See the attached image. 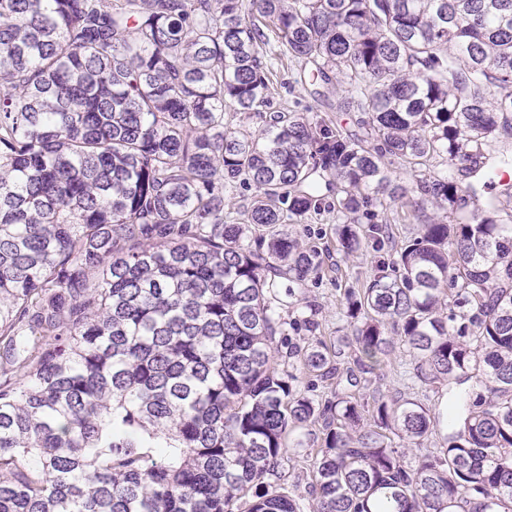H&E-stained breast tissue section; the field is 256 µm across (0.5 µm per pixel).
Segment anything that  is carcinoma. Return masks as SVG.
I'll use <instances>...</instances> for the list:
<instances>
[{"label":"carcinoma","mask_w":512,"mask_h":512,"mask_svg":"<svg viewBox=\"0 0 512 512\" xmlns=\"http://www.w3.org/2000/svg\"><path fill=\"white\" fill-rule=\"evenodd\" d=\"M510 171L512 0H0V512H512ZM325 208L390 244L330 342ZM272 62V103L267 111H288V109H290L295 112H306L305 110L308 105L314 104V102L307 91H304L300 85L294 83L299 64L289 62L286 58L281 61L279 59H273ZM392 225V232L397 240L404 237H409L416 231L417 223H414L412 216H409L407 208L401 209L400 203L393 207L392 212L389 214ZM394 218V221H392ZM288 225H290V229H292L298 236H301L302 238H306V235H308L310 238L316 241L317 238H321L322 240L319 242L329 243L331 248L335 250L330 254L329 258H326L325 261L329 266H331L332 263H335L336 235L334 232L336 228V220H334L333 214L321 212L319 215H313V217L308 219L307 223L305 224H283L281 227L288 230Z\"/></svg>","instance_id":"carcinoma-1"}]
</instances>
